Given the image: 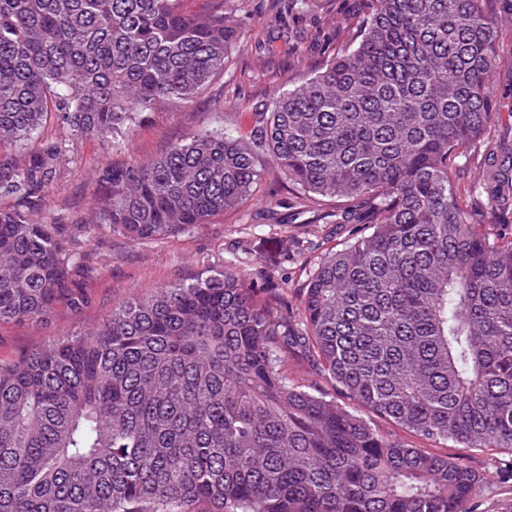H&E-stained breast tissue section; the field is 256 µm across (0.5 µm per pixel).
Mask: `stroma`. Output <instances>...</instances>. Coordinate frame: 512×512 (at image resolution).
Here are the masks:
<instances>
[{"instance_id":"1","label":"stroma","mask_w":512,"mask_h":512,"mask_svg":"<svg viewBox=\"0 0 512 512\" xmlns=\"http://www.w3.org/2000/svg\"><path fill=\"white\" fill-rule=\"evenodd\" d=\"M372 0H224L237 36L229 60L209 88L189 102L157 103L142 112L129 134L108 138H68L56 121L19 145L18 155L37 151L45 139L62 146L63 171L44 192V214L68 225L81 248L93 257L84 281L87 297L78 312L58 306L48 322L0 325V359L17 358L30 349L90 327L130 299L171 283L233 264L253 287L280 288L297 299L325 252L346 241L348 228L317 224L312 214L294 208L295 191L282 182L269 156L258 162L260 180L239 210L176 236L134 242L99 227L93 235L80 229L92 221L96 177L108 164L143 165L168 145L190 134L230 130L246 136L254 116L280 92L296 88L349 45ZM499 21L497 62L489 76L496 108L484 142L456 158L453 171L468 184L512 136V0H486ZM435 452L460 457L483 472L486 480L466 504V512H512V480L503 476L512 454L495 448L469 450L453 443Z\"/></svg>"}]
</instances>
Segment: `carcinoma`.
<instances>
[{"instance_id":"carcinoma-1","label":"carcinoma","mask_w":512,"mask_h":512,"mask_svg":"<svg viewBox=\"0 0 512 512\" xmlns=\"http://www.w3.org/2000/svg\"><path fill=\"white\" fill-rule=\"evenodd\" d=\"M235 38L224 0H0V323L81 309L91 270L43 216L62 147H12L51 116L73 139L127 133L203 92ZM497 40L485 0H375L248 137L191 134L102 167L97 218L132 241L238 209L263 154L315 223L369 234L326 252L294 305L228 268L0 360V512H462L485 475L368 414L512 451V149L465 190L451 175L492 120ZM290 355L354 409L288 378Z\"/></svg>"}]
</instances>
